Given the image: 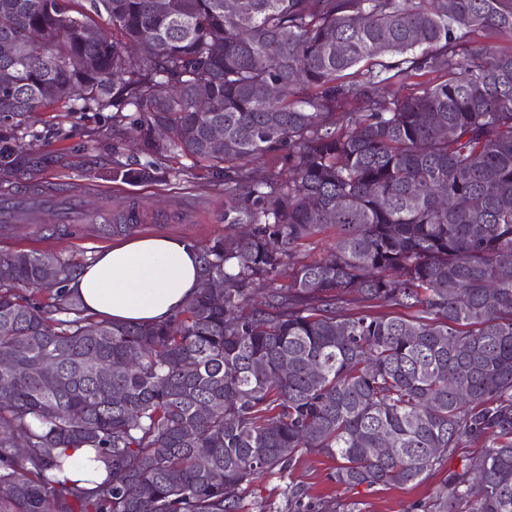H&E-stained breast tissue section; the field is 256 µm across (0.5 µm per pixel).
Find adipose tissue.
<instances>
[{
	"mask_svg": "<svg viewBox=\"0 0 512 512\" xmlns=\"http://www.w3.org/2000/svg\"><path fill=\"white\" fill-rule=\"evenodd\" d=\"M200 281L198 247L165 235L119 240L81 266L70 286L86 314L151 324L180 311Z\"/></svg>",
	"mask_w": 512,
	"mask_h": 512,
	"instance_id": "ef3b65f1",
	"label": "adipose tissue"
}]
</instances>
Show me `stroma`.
Instances as JSON below:
<instances>
[{"label": "stroma", "instance_id": "obj_1", "mask_svg": "<svg viewBox=\"0 0 512 512\" xmlns=\"http://www.w3.org/2000/svg\"><path fill=\"white\" fill-rule=\"evenodd\" d=\"M18 143L28 162L0 174V195L79 193L85 208L111 209L113 223H127L129 215H136L141 235L175 236L200 247L208 245L223 237L227 212L245 205L244 197L228 199L214 176L186 157L163 160L156 177L147 182L113 180L115 163L138 159V146L133 138L113 136L111 111L84 112L76 101L23 117ZM54 223L53 215L44 212L38 221L12 224L8 233H0V251L37 250L79 266L113 243L94 224H75L67 233L47 235V227ZM334 466L327 457L307 455L288 476H261L243 493L240 512H288V491L293 487L300 489L307 506L337 501L359 504L362 512H408L413 503L432 501L444 478L439 471L417 483L347 488L331 480Z\"/></svg>", "mask_w": 512, "mask_h": 512}]
</instances>
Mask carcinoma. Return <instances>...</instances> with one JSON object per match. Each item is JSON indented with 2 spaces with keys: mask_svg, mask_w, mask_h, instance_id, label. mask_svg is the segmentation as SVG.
<instances>
[{
  "mask_svg": "<svg viewBox=\"0 0 512 512\" xmlns=\"http://www.w3.org/2000/svg\"><path fill=\"white\" fill-rule=\"evenodd\" d=\"M474 36L512 38V0H0V44L46 46L0 87L1 117L110 109L146 156L114 178L189 157L246 191L233 223L251 225L201 250L200 287L158 324L88 316L70 262L0 252V512H238L311 453L347 487L445 471L413 512H512V49ZM280 150L292 177L256 179ZM330 224L336 247L296 265ZM464 443L481 452L446 468ZM81 447L100 483L46 477Z\"/></svg>",
  "mask_w": 512,
  "mask_h": 512,
  "instance_id": "1",
  "label": "carcinoma"
}]
</instances>
